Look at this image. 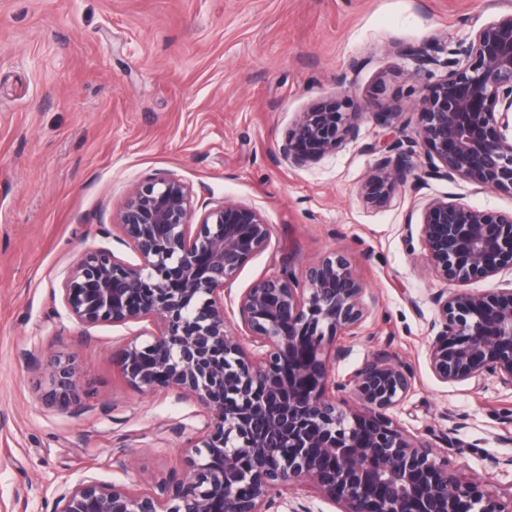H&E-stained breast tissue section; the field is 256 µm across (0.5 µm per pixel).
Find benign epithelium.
Wrapping results in <instances>:
<instances>
[{
    "label": "benign epithelium",
    "instance_id": "1",
    "mask_svg": "<svg viewBox=\"0 0 512 512\" xmlns=\"http://www.w3.org/2000/svg\"><path fill=\"white\" fill-rule=\"evenodd\" d=\"M403 55L413 72L445 74L419 107L417 138L404 128L367 150L379 155L360 193L384 205L396 184L457 179L512 194V12L453 48L422 45ZM343 99L317 101L288 130L281 154L301 166L360 135L361 113ZM437 160L418 162L417 141ZM195 213L192 189L156 174L135 184L117 227L135 260L98 247L64 273L62 301L82 331L138 324L120 353L125 382L162 387L204 410L187 438L184 465L135 485L81 478L57 495L53 512H272L287 487L312 489L340 512H512L457 472L448 459L455 429L409 435L386 410L400 405L410 366L379 350L336 377L348 349L335 338L363 320V285L349 258L331 253L297 277L277 274L236 297L250 347L228 329L224 294L264 251L260 211L223 203ZM420 233L433 273L449 285L512 272V211L447 196L427 201ZM428 351L442 383L488 376L512 386V287L491 294L442 291L432 298ZM79 367L58 357L44 400L83 411Z\"/></svg>",
    "mask_w": 512,
    "mask_h": 512
}]
</instances>
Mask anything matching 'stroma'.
I'll return each instance as SVG.
<instances>
[{"mask_svg": "<svg viewBox=\"0 0 512 512\" xmlns=\"http://www.w3.org/2000/svg\"><path fill=\"white\" fill-rule=\"evenodd\" d=\"M512 10V0H0V512H52L83 476L132 485L182 465L193 402L127 385L117 370L135 326L100 325L82 339L61 300L64 270L103 245L131 248L112 222L130 188L157 173L195 193L261 211L268 247L233 284L301 271L346 252L364 282L367 317L338 337L346 375L384 349L414 371L391 409L411 433L457 427L451 461L465 478L512 496V387L439 382L428 366L433 274L409 212L455 195L512 210V195L458 180L397 185L368 207L359 191L376 157L368 143L396 124L415 133L434 77L411 76L400 48L456 44ZM349 93L360 137L296 166L281 152L309 105ZM81 369L82 412L46 405L54 358ZM123 454L126 466L112 459Z\"/></svg>", "mask_w": 512, "mask_h": 512, "instance_id": "obj_1", "label": "stroma"}]
</instances>
